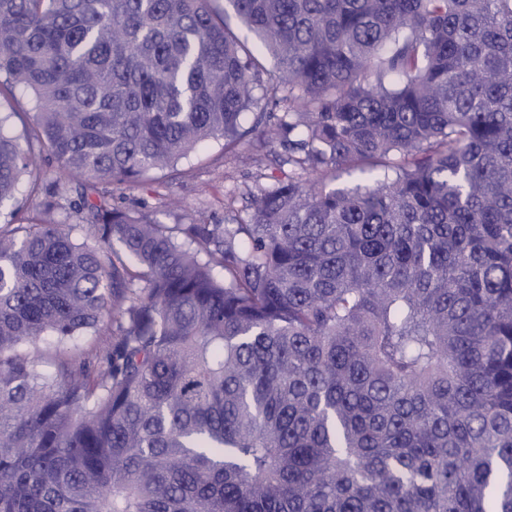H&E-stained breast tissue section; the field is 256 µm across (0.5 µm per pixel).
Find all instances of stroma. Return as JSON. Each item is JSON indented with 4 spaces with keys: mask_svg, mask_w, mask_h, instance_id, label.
<instances>
[{
    "mask_svg": "<svg viewBox=\"0 0 512 512\" xmlns=\"http://www.w3.org/2000/svg\"><path fill=\"white\" fill-rule=\"evenodd\" d=\"M179 175L163 171L155 179L116 190L115 205L142 212L161 223L173 224L204 216L209 222L224 221V199L255 184L287 179L290 169L274 153L263 149L239 154L225 152L219 141H210L182 159Z\"/></svg>",
    "mask_w": 512,
    "mask_h": 512,
    "instance_id": "35a3bbf8",
    "label": "stroma"
}]
</instances>
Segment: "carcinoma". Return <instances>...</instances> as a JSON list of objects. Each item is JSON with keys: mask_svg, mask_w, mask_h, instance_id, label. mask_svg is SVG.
<instances>
[{"mask_svg": "<svg viewBox=\"0 0 512 512\" xmlns=\"http://www.w3.org/2000/svg\"><path fill=\"white\" fill-rule=\"evenodd\" d=\"M17 87L0 512H512V0H0ZM248 136L292 175L223 224L112 203ZM38 351L34 352L40 369H53L54 363L60 357V352L51 336H43L37 343Z\"/></svg>", "mask_w": 512, "mask_h": 512, "instance_id": "cac0c4a2", "label": "carcinoma"}]
</instances>
